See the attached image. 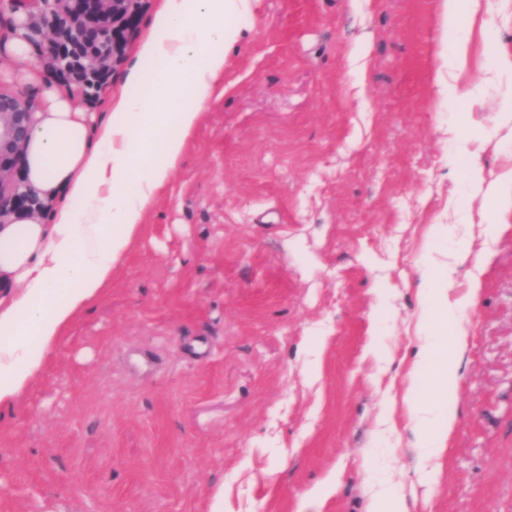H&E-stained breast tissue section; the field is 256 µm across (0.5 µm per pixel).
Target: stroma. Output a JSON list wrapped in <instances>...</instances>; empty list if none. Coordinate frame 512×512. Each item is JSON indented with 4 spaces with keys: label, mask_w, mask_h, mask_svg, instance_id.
Listing matches in <instances>:
<instances>
[{
    "label": "stroma",
    "mask_w": 512,
    "mask_h": 512,
    "mask_svg": "<svg viewBox=\"0 0 512 512\" xmlns=\"http://www.w3.org/2000/svg\"><path fill=\"white\" fill-rule=\"evenodd\" d=\"M157 5L76 108L107 116ZM37 14L0 0V31L24 18L39 49L0 90L33 104L62 81ZM235 24L219 90L111 282L0 409V512H375L389 475L409 512H512V210L484 240L467 179L512 167L484 141L512 92V71L485 72L512 55V0L477 20L493 42L473 39L462 80L486 93L453 107L434 91L439 0H250ZM465 212L483 264L458 424L427 484L393 401L428 270L451 260L431 229Z\"/></svg>",
    "instance_id": "obj_1"
}]
</instances>
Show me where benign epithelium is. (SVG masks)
Returning <instances> with one entry per match:
<instances>
[{"instance_id": "1", "label": "benign epithelium", "mask_w": 512, "mask_h": 512, "mask_svg": "<svg viewBox=\"0 0 512 512\" xmlns=\"http://www.w3.org/2000/svg\"><path fill=\"white\" fill-rule=\"evenodd\" d=\"M73 0H36L42 6L44 22L57 30L60 43L90 46L97 54L86 56V65L98 66L112 47V61L122 59L125 33L140 10V0H79L96 23L88 26L75 10L67 7ZM32 131V112L25 100L0 91V219L24 202V193L14 184L13 172L24 159V149Z\"/></svg>"}]
</instances>
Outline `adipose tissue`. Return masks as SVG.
Instances as JSON below:
<instances>
[{
    "label": "adipose tissue",
    "mask_w": 512,
    "mask_h": 512,
    "mask_svg": "<svg viewBox=\"0 0 512 512\" xmlns=\"http://www.w3.org/2000/svg\"><path fill=\"white\" fill-rule=\"evenodd\" d=\"M444 69L439 97L459 101L470 30L483 0H441ZM249 0H159L152 28L128 76L129 91L96 123L74 109L64 88L43 91L34 111L23 190L33 211L0 225V407L15 403L78 314L101 295L158 192L180 165L202 106L224 73L234 40L228 17ZM476 275L479 260L461 241L447 275L430 277L415 364L430 381L410 380L404 417L427 458L448 447L457 423L452 394L467 347L465 311L474 293L456 292L458 269Z\"/></svg>",
    "instance_id": "obj_1"
}]
</instances>
